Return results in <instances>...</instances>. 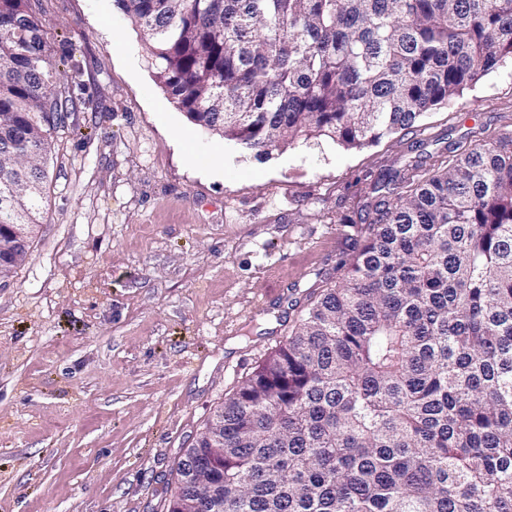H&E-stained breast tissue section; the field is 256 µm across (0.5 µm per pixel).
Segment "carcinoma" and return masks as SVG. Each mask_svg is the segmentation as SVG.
Wrapping results in <instances>:
<instances>
[{"instance_id":"carcinoma-1","label":"carcinoma","mask_w":512,"mask_h":512,"mask_svg":"<svg viewBox=\"0 0 512 512\" xmlns=\"http://www.w3.org/2000/svg\"><path fill=\"white\" fill-rule=\"evenodd\" d=\"M193 123L258 156L405 132L512 59V0H115ZM29 0H0V231L38 223L73 99ZM385 207L224 400L167 512H512V132Z\"/></svg>"}]
</instances>
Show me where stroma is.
I'll return each mask as SVG.
<instances>
[{"instance_id":"1","label":"stroma","mask_w":512,"mask_h":512,"mask_svg":"<svg viewBox=\"0 0 512 512\" xmlns=\"http://www.w3.org/2000/svg\"><path fill=\"white\" fill-rule=\"evenodd\" d=\"M66 95L42 219L0 285V512H164L213 411L338 285L372 182L512 130V62L362 149L256 156L192 123L114 0H31Z\"/></svg>"}]
</instances>
